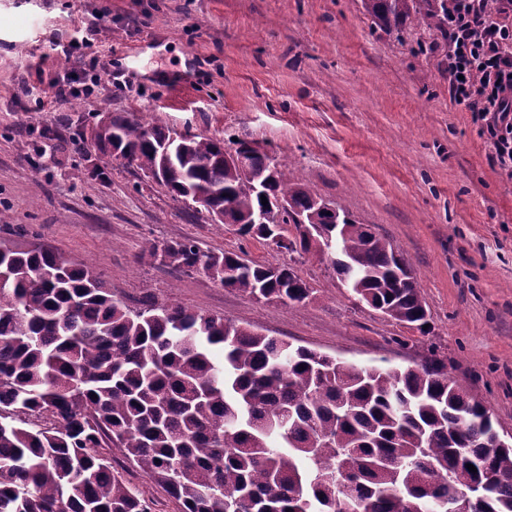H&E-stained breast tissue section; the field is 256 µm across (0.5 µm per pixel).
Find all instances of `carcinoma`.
Returning a JSON list of instances; mask_svg holds the SVG:
<instances>
[{
    "instance_id": "carcinoma-1",
    "label": "carcinoma",
    "mask_w": 512,
    "mask_h": 512,
    "mask_svg": "<svg viewBox=\"0 0 512 512\" xmlns=\"http://www.w3.org/2000/svg\"><path fill=\"white\" fill-rule=\"evenodd\" d=\"M454 0H361L397 38L411 18L445 34ZM95 141L212 219L276 248L318 252L387 318L428 310L393 244L339 203L322 208L288 167L243 140L266 198L224 142L107 113ZM295 234L288 236L289 227ZM140 260L200 270L285 307L314 289L291 266L150 242ZM118 448L180 512H445L479 479L477 512H512V445L429 353L416 368H362L220 316L112 298L103 273L33 244H0V512H152L112 466ZM476 467L472 473L467 465Z\"/></svg>"
}]
</instances>
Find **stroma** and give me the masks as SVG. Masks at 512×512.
Segmentation results:
<instances>
[{"label": "stroma", "mask_w": 512, "mask_h": 512, "mask_svg": "<svg viewBox=\"0 0 512 512\" xmlns=\"http://www.w3.org/2000/svg\"><path fill=\"white\" fill-rule=\"evenodd\" d=\"M97 22L101 81L87 100L53 97L78 70L48 36ZM439 33L403 38L360 0H0V207L24 234L101 271L115 300L151 299L221 315L292 346L360 366L408 367L435 351L448 375L512 432V180L488 160L470 113L455 106ZM101 112L160 118L176 132L249 141L310 192L341 204L410 262L428 331L359 301L316 253L298 255L214 223L205 210L90 136ZM40 152L21 151L22 143ZM190 239L205 252L292 265L314 290L302 306L255 300L203 272L146 264V242ZM112 464L152 512L178 503L119 449Z\"/></svg>", "instance_id": "stroma-1"}]
</instances>
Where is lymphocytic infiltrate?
I'll list each match as a JSON object with an SVG mask.
<instances>
[{
  "label": "lymphocytic infiltrate",
  "mask_w": 512,
  "mask_h": 512,
  "mask_svg": "<svg viewBox=\"0 0 512 512\" xmlns=\"http://www.w3.org/2000/svg\"><path fill=\"white\" fill-rule=\"evenodd\" d=\"M464 0L448 15L446 69L453 102L472 115L492 165L512 178V0L496 15Z\"/></svg>",
  "instance_id": "f902f5d3"
}]
</instances>
